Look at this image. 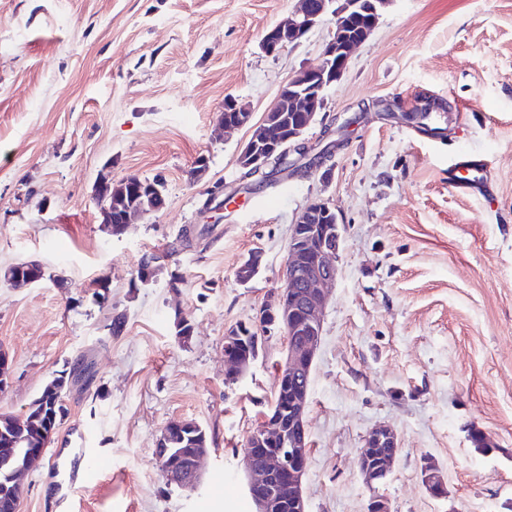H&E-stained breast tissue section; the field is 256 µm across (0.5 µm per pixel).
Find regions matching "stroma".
I'll use <instances>...</instances> for the list:
<instances>
[{"mask_svg":"<svg viewBox=\"0 0 512 512\" xmlns=\"http://www.w3.org/2000/svg\"><path fill=\"white\" fill-rule=\"evenodd\" d=\"M298 0H0V348L11 379L0 413L22 414L73 367L66 415L24 479L21 512H244L240 464L277 390L287 340L274 333L248 374L224 379V336L258 327L279 287L297 216L331 203L337 276L311 375L308 512H366L358 456L385 425L400 452L377 492L392 512H512V0H387L307 131L357 116L328 168L277 175L206 222L216 183L236 186L247 138L217 134L226 96L261 121L288 78L319 64L331 20L269 55L265 32ZM445 102L430 136L387 117ZM486 154L492 190L448 189L458 148ZM209 169L193 185L198 156ZM162 177L165 207L112 235L99 175ZM261 252L248 284L237 267ZM158 257L147 283L134 276ZM22 261L44 277H3ZM124 315L119 334L109 325ZM194 333L179 343L175 318ZM173 420L209 436L193 491L167 485L154 458ZM480 429L493 451H474ZM100 448L112 469L61 502V470ZM432 461L449 496L421 481Z\"/></svg>","mask_w":512,"mask_h":512,"instance_id":"stroma-1","label":"stroma"}]
</instances>
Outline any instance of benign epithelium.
Masks as SVG:
<instances>
[{"mask_svg": "<svg viewBox=\"0 0 512 512\" xmlns=\"http://www.w3.org/2000/svg\"><path fill=\"white\" fill-rule=\"evenodd\" d=\"M382 0H301L300 6L288 19L270 29L262 38L261 47L269 55L278 53L285 45L303 38L326 15L334 17V27L321 51L320 63L298 71L284 85L269 113L280 116L264 118L252 123V113L234 97L224 99L225 112L236 113L234 120L224 122L226 129L247 127L249 138L239 154V164L250 179L267 169L281 156L279 146L288 140L295 148L305 142L304 135L316 121L327 90L343 75L352 50L363 44L376 27ZM347 14L369 16V29L361 38H350L343 30ZM137 198L148 197L152 205L145 209H124L120 216L112 212L102 214V223L127 225L138 216L163 209L164 182L155 177L142 179L130 176L120 180ZM224 210V184L217 183L207 190L201 212L207 214ZM341 228L334 207L317 200L309 203L297 217L288 246V273L282 285L274 289L263 309L273 317L278 330L287 336L288 346L278 368V390L290 391L287 396V416L271 409L262 417L249 438L244 452L246 492L255 506V512H307L303 491L309 446L305 412L309 395V378L322 339V311L328 301L327 287L336 279V258L341 244ZM261 253L256 251L236 270L242 284L252 281L259 271ZM259 337L247 344L232 328L224 336L225 380L235 384L245 377L258 357ZM57 395L40 399V417L43 444L51 442L60 421L56 409ZM196 423L175 420L168 425L158 440L155 458L167 482L178 481L185 488H193L200 480V468L206 448H169L170 434L183 429L192 430ZM399 451L397 435L382 425L368 435L365 448L359 456V471L369 489L386 480ZM422 483L426 491L437 499L448 496V490L438 468L430 461L422 467ZM9 500L11 512H20L21 483L13 480L11 487L0 491Z\"/></svg>", "mask_w": 512, "mask_h": 512, "instance_id": "benign-epithelium-1", "label": "benign epithelium"}]
</instances>
